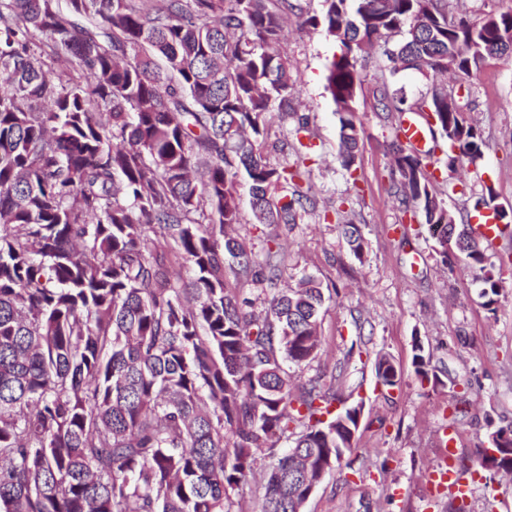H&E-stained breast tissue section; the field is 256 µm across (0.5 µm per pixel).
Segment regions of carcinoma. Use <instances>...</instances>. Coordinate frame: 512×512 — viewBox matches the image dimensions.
Segmentation results:
<instances>
[{
	"mask_svg": "<svg viewBox=\"0 0 512 512\" xmlns=\"http://www.w3.org/2000/svg\"><path fill=\"white\" fill-rule=\"evenodd\" d=\"M290 17L339 42L326 89L348 171L361 54L381 44L392 71L435 80L451 58L469 77L512 53L499 35L512 10L473 21L447 0H321L314 13L305 0H0V512H232L260 458L264 512H303L306 482L354 448L362 405L338 413L333 388L299 389L284 368L317 357L325 301L313 276L288 286L277 243L314 207L300 185L308 123L294 126L293 163L266 159L271 120L300 99L280 51ZM36 36L84 81L50 80ZM379 93L383 111H404ZM414 106L451 150L482 154L446 90ZM390 153L402 212L481 240L398 132ZM242 180L255 223L276 228L261 262L233 236ZM156 230L189 281L146 256ZM344 234L363 261L358 227ZM229 272L262 287L265 313L229 291ZM414 350L420 383H440ZM375 377L400 387L384 356ZM495 433L509 434L502 457L481 448L472 463L512 472V427Z\"/></svg>",
	"mask_w": 512,
	"mask_h": 512,
	"instance_id": "carcinoma-1",
	"label": "carcinoma"
}]
</instances>
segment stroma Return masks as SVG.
<instances>
[{
    "instance_id": "stroma-1",
    "label": "stroma",
    "mask_w": 512,
    "mask_h": 512,
    "mask_svg": "<svg viewBox=\"0 0 512 512\" xmlns=\"http://www.w3.org/2000/svg\"><path fill=\"white\" fill-rule=\"evenodd\" d=\"M282 51L302 82L301 112L313 131L305 183L316 202L284 244L288 281L313 275L331 294L320 315L318 356L288 373L299 384L315 379L336 388L343 407H363L354 450L326 474L305 512H512V475L471 464L492 431L512 426V274L503 275L497 304L487 309L478 269L456 258L441 263L428 226L404 216L391 189L392 128L376 89L382 83L404 88L411 102L431 82L411 70L391 74L378 55L360 57L354 109L362 143L350 174L338 160V117L325 89L337 42L292 27ZM447 90L470 104L487 146L480 158L461 159L462 185L442 182L438 190L460 218L478 197L492 194L512 223V56L488 60L471 77L448 82ZM348 218L364 239L360 261L344 238ZM418 344L433 366L450 372L449 381L419 382ZM379 354L403 378L390 399L376 388ZM447 427L474 488L465 500L432 492L427 481Z\"/></svg>"
}]
</instances>
